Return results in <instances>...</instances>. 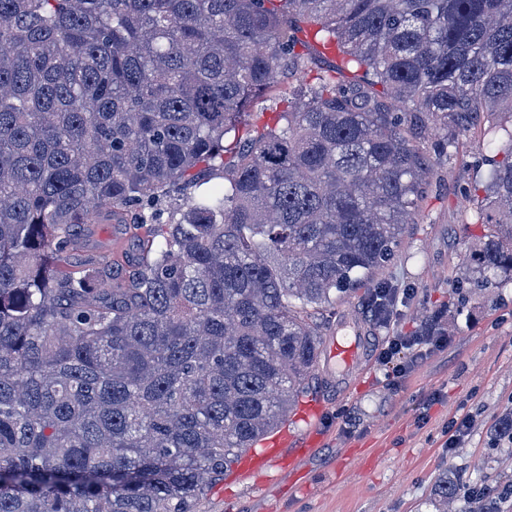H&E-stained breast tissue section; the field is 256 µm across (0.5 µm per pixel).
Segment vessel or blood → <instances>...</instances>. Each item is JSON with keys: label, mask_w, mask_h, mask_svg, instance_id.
Masks as SVG:
<instances>
[{"label": "vessel or blood", "mask_w": 512, "mask_h": 512, "mask_svg": "<svg viewBox=\"0 0 512 512\" xmlns=\"http://www.w3.org/2000/svg\"><path fill=\"white\" fill-rule=\"evenodd\" d=\"M367 353V339L354 327L341 332L340 336L334 339L330 350V356L335 361L337 372L347 383L358 379L367 371ZM322 407L321 400L308 401L301 409V416L308 423L305 437L297 438L295 433L288 431L271 439L263 450L250 453L241 460L237 468L238 474L248 475L279 463V452L281 448L287 446L292 449L288 457L289 462H296L306 456L311 448L317 447L323 440L322 434L309 424L310 418L317 416Z\"/></svg>", "instance_id": "obj_1"}]
</instances>
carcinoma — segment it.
I'll return each instance as SVG.
<instances>
[{
    "label": "carcinoma",
    "instance_id": "carcinoma-1",
    "mask_svg": "<svg viewBox=\"0 0 512 512\" xmlns=\"http://www.w3.org/2000/svg\"><path fill=\"white\" fill-rule=\"evenodd\" d=\"M496 101L512 0H0V512H194L308 392L313 318L380 287L448 148L503 129ZM484 192L459 299L512 280V147ZM118 213L126 277L60 267ZM275 93L267 97L257 99L251 108L250 122L262 126L266 123H272L275 117Z\"/></svg>",
    "mask_w": 512,
    "mask_h": 512
}]
</instances>
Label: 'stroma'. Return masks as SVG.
<instances>
[{"label":"stroma","instance_id":"stroma-1","mask_svg":"<svg viewBox=\"0 0 512 512\" xmlns=\"http://www.w3.org/2000/svg\"><path fill=\"white\" fill-rule=\"evenodd\" d=\"M503 157L475 133L437 166L415 224L378 276L404 295L389 320H376L361 293L325 313L323 345H330L342 318L356 319L370 338L371 362L342 395L328 363L316 370L309 394L324 401V444L293 470L277 466L217 481L196 501L195 512H461L474 485L486 489L483 507L512 489V447L496 438L512 414V282L476 289L461 306L448 301L464 254L488 231L470 198L481 194L490 160ZM84 241L68 268L96 259L111 262L122 277L137 255V241L122 224L95 225ZM434 317L447 333L445 347L398 375L380 363L388 337L420 334ZM463 415L471 427L447 449L448 424ZM441 476L459 489L446 503L435 491Z\"/></svg>","mask_w":512,"mask_h":512}]
</instances>
